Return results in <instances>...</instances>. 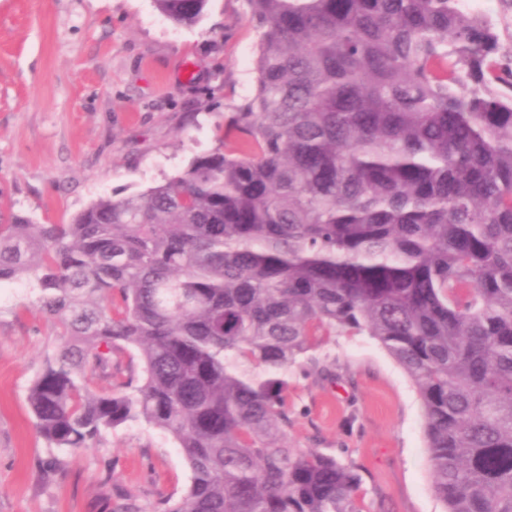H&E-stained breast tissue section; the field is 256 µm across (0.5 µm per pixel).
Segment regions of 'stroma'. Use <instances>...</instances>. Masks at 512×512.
I'll list each match as a JSON object with an SVG mask.
<instances>
[{"mask_svg": "<svg viewBox=\"0 0 512 512\" xmlns=\"http://www.w3.org/2000/svg\"><path fill=\"white\" fill-rule=\"evenodd\" d=\"M257 41L243 0H209L192 26L155 0H0V204L66 224L178 175L252 96ZM37 295L30 279L0 283V512H155L179 498L181 450L141 422L39 469L53 452L26 395L62 339ZM287 401L289 446L358 466L364 512H444L421 401L376 340L314 337Z\"/></svg>", "mask_w": 512, "mask_h": 512, "instance_id": "stroma-1", "label": "stroma"}]
</instances>
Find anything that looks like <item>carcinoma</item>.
<instances>
[{
  "label": "carcinoma",
  "mask_w": 512,
  "mask_h": 512,
  "mask_svg": "<svg viewBox=\"0 0 512 512\" xmlns=\"http://www.w3.org/2000/svg\"><path fill=\"white\" fill-rule=\"evenodd\" d=\"M208 0H156L177 24ZM256 85L231 153L68 224L0 208V282L65 344L27 402L51 448L141 421L191 484L160 512H363L357 469L288 446V368L366 334L425 417L445 512H512V55L458 0H245ZM141 380L100 392L112 352ZM141 370V361L133 350L115 351L112 353V385L113 377L127 379L138 378Z\"/></svg>",
  "instance_id": "1"
}]
</instances>
